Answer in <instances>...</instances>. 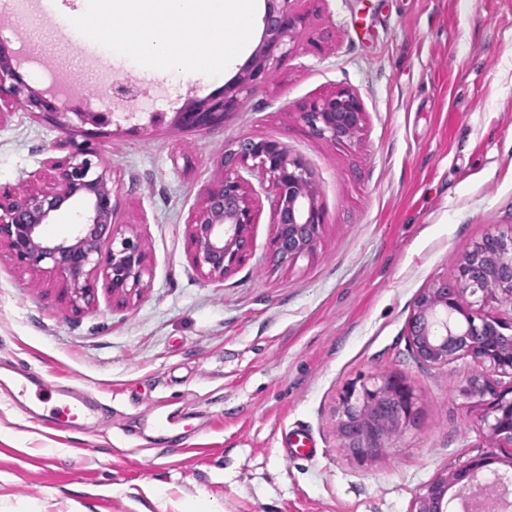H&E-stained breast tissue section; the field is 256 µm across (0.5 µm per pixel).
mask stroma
<instances>
[{"label":"stroma","mask_w":512,"mask_h":512,"mask_svg":"<svg viewBox=\"0 0 512 512\" xmlns=\"http://www.w3.org/2000/svg\"><path fill=\"white\" fill-rule=\"evenodd\" d=\"M304 39L241 111L188 129L177 109L217 92L136 70L142 89L103 127L67 130L23 107L0 117V185L17 186L63 137L90 140L112 178L117 220L137 232L150 276L126 305L99 289L70 311L58 284L0 250V512H410L438 471L485 451L483 407L461 357L427 368L407 325L419 292L454 283L455 260L512 225V0H299ZM0 41L37 90L68 88L94 109L125 63L81 55L36 0H0ZM356 90L349 141L314 136L296 106ZM244 137L281 141L312 171L324 210L313 254L269 263L259 190L254 251L221 281L187 249V219ZM101 402L81 431L26 413L14 368ZM403 376L415 425L357 461L339 446L344 388ZM304 430L316 455H287Z\"/></svg>","instance_id":"35a3bbf8"}]
</instances>
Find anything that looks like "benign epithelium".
<instances>
[{"instance_id":"7a95c632","label":"benign epithelium","mask_w":512,"mask_h":512,"mask_svg":"<svg viewBox=\"0 0 512 512\" xmlns=\"http://www.w3.org/2000/svg\"><path fill=\"white\" fill-rule=\"evenodd\" d=\"M296 2L265 0L262 39L255 54L219 93L178 112V123L204 128L240 111L247 96L288 58L290 44L305 22ZM17 104L66 128V113L47 93L33 90L0 47V116ZM300 116L316 136L338 142L357 135L364 106L355 91L343 89L307 101ZM95 156L89 145H76L29 175L24 184L0 188V246L16 265L60 280L76 311L95 300L98 281L112 293L127 296L139 290L148 274L143 239L115 223L110 174L94 162ZM223 166V176L206 187L201 204L188 218L192 260L207 278L224 279L252 250L257 210L248 174H259L272 194L274 262L290 265L316 249L324 211L301 156L288 153L277 140L247 139L224 151ZM77 200L84 208L75 234L62 240L46 238L43 227ZM455 267V285L442 283L417 296L408 340L422 366L444 367L468 357L481 369L465 394L482 401L490 448L437 472L416 495L411 512H448L450 489L457 488L461 495L487 477L502 483L512 479V454L503 458L497 453L499 448L512 449V386L500 385V378H512V319L493 312L499 306L512 307V226L484 236ZM468 294L479 295V300H467ZM416 414V396L404 378L386 372L371 376L358 387H348L341 397L340 445L355 458L377 455Z\"/></svg>"}]
</instances>
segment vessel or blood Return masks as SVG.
<instances>
[{"label":"vessel or blood","mask_w":512,"mask_h":512,"mask_svg":"<svg viewBox=\"0 0 512 512\" xmlns=\"http://www.w3.org/2000/svg\"><path fill=\"white\" fill-rule=\"evenodd\" d=\"M20 396H36L41 402L50 404L47 425L61 431H72L93 420L99 409L97 400L72 385H56L47 382L41 375L25 372L16 383Z\"/></svg>","instance_id":"b4317fda"}]
</instances>
